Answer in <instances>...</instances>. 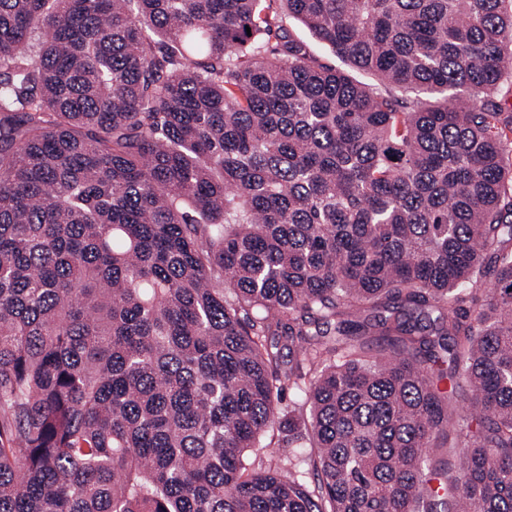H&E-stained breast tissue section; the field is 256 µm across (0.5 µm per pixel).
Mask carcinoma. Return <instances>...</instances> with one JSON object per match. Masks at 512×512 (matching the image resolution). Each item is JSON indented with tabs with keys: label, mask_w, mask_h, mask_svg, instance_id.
<instances>
[{
	"label": "carcinoma",
	"mask_w": 512,
	"mask_h": 512,
	"mask_svg": "<svg viewBox=\"0 0 512 512\" xmlns=\"http://www.w3.org/2000/svg\"><path fill=\"white\" fill-rule=\"evenodd\" d=\"M504 90L512 0H0V512H512ZM288 26L292 29V31L303 41H305L310 50L316 55L322 62L335 66L337 69L345 70L349 72L354 78L363 83L372 85L374 88L379 90H384L382 86L376 81L374 76L357 70H352L348 65L343 63L341 60L335 57L332 50L319 41L306 27H304L297 20L290 19Z\"/></svg>",
	"instance_id": "carcinoma-1"
}]
</instances>
